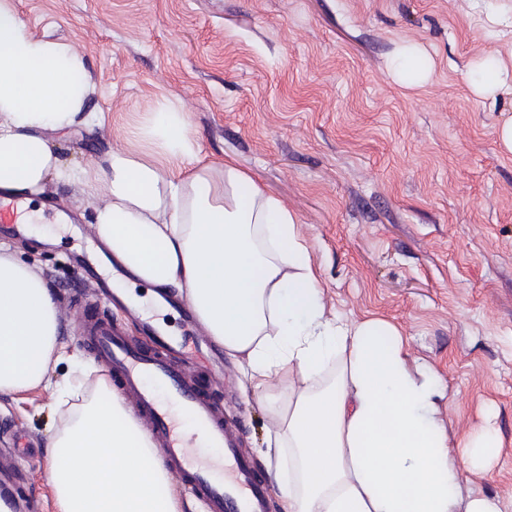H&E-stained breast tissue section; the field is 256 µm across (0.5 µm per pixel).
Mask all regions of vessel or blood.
Masks as SVG:
<instances>
[{
	"label": "vessel or blood",
	"instance_id": "b4317fda",
	"mask_svg": "<svg viewBox=\"0 0 512 512\" xmlns=\"http://www.w3.org/2000/svg\"><path fill=\"white\" fill-rule=\"evenodd\" d=\"M27 210L22 198L0 195V223L21 224ZM82 337L104 365L113 390L129 404L147 430L165 470L206 512H268L265 477L242 454L235 425L224 419L210 396L188 375L185 340L163 336L149 325L154 344H132L100 311L98 300L84 304ZM190 428H181L180 417ZM218 449L221 461H204L199 451ZM0 505L8 512H38L34 501L19 498L6 449H0Z\"/></svg>",
	"mask_w": 512,
	"mask_h": 512
}]
</instances>
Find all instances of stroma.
<instances>
[{"label": "stroma", "mask_w": 512, "mask_h": 512, "mask_svg": "<svg viewBox=\"0 0 512 512\" xmlns=\"http://www.w3.org/2000/svg\"><path fill=\"white\" fill-rule=\"evenodd\" d=\"M41 37L82 54L103 129L56 134L55 151L83 166L120 147L127 132L170 104L188 112L204 164L233 158L265 193L285 201L311 248L333 312L395 324L417 364L447 386L439 403L452 439L489 424L499 462L475 488L512 499V153L497 128L512 94H474L470 66L486 56L512 69V0H17ZM500 17L490 25L487 14ZM433 61L407 85L389 67L408 47ZM42 233L0 224L53 289L59 341L90 359L73 295L110 278L114 258L96 237V199L49 185ZM93 261L85 273L84 258ZM113 319L142 338L159 322L193 347L192 372L226 416L266 480L274 420L238 362L209 374L205 330L185 299L144 317L120 302ZM63 425L51 391L0 393V448L21 432L37 445L17 458L20 489L39 512H56L48 442Z\"/></svg>", "instance_id": "obj_1"}]
</instances>
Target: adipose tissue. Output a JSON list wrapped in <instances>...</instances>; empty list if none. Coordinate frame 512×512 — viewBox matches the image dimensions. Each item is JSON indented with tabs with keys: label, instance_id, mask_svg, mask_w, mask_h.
Returning a JSON list of instances; mask_svg holds the SVG:
<instances>
[{
	"label": "adipose tissue",
	"instance_id": "ef3b65f1",
	"mask_svg": "<svg viewBox=\"0 0 512 512\" xmlns=\"http://www.w3.org/2000/svg\"><path fill=\"white\" fill-rule=\"evenodd\" d=\"M92 92L83 57L0 0V192L30 200L55 181L100 198V241L135 279L184 297L293 448L282 512H512L470 487L497 464L496 437L451 440L444 382L412 365L396 325L327 312L294 215L233 159L200 164L189 113L166 106L131 131L149 157L64 164L47 135L102 124L85 109ZM58 336L52 289L0 242V393L53 385L50 361L67 359ZM78 372L53 385L66 409L49 441L58 512H179L148 435L106 380L79 400Z\"/></svg>",
	"mask_w": 512,
	"mask_h": 512
}]
</instances>
